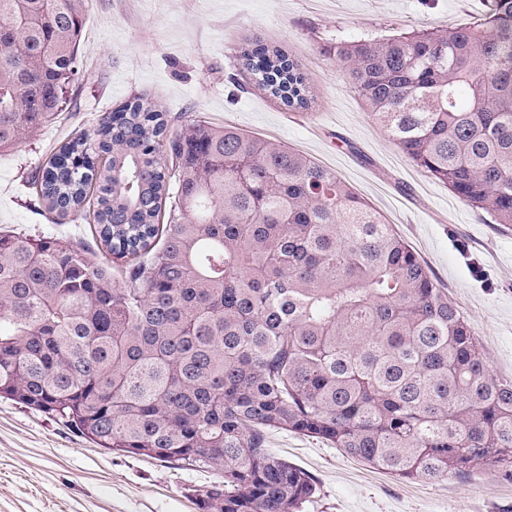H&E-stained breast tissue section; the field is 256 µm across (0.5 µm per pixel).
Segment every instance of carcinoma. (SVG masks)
I'll use <instances>...</instances> for the list:
<instances>
[{
    "label": "carcinoma",
    "instance_id": "cac0c4a2",
    "mask_svg": "<svg viewBox=\"0 0 512 512\" xmlns=\"http://www.w3.org/2000/svg\"><path fill=\"white\" fill-rule=\"evenodd\" d=\"M87 0H0V151L72 104ZM242 62L308 106L279 49ZM418 168L512 224V0L484 22L336 45ZM82 239L0 232V397L98 447L223 475L200 512H302L319 494L268 433L321 439L400 480L512 483V378L426 264L335 171L278 141L135 99L35 180ZM123 262L121 279L112 263Z\"/></svg>",
    "mask_w": 512,
    "mask_h": 512
}]
</instances>
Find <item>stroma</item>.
Instances as JSON below:
<instances>
[{
	"label": "stroma",
	"mask_w": 512,
	"mask_h": 512,
	"mask_svg": "<svg viewBox=\"0 0 512 512\" xmlns=\"http://www.w3.org/2000/svg\"><path fill=\"white\" fill-rule=\"evenodd\" d=\"M486 0H88L77 105L29 141L0 151V228L90 238L56 223L32 179L62 142L139 97L175 118L282 142L335 171L377 209L470 321L494 375L512 377V224H498L414 166L370 118L336 44L481 22ZM284 50L311 99L296 110L242 66L247 43ZM270 450L309 472L308 512H512V483L398 480L316 438L270 434ZM217 472L117 454L54 415L0 398V512H199Z\"/></svg>",
	"instance_id": "stroma-1"
}]
</instances>
